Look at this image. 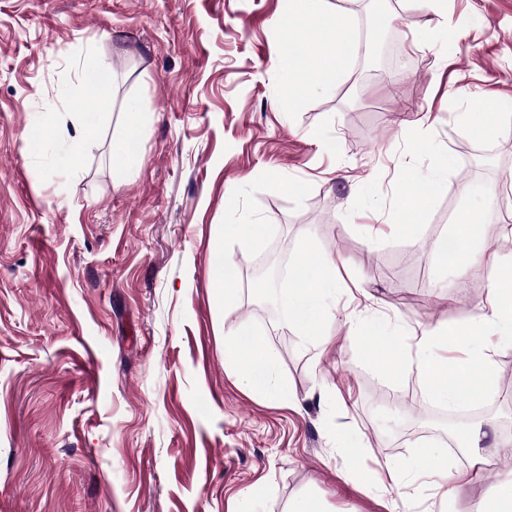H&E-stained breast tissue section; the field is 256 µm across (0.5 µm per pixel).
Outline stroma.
<instances>
[{
	"label": "stroma",
	"instance_id": "obj_1",
	"mask_svg": "<svg viewBox=\"0 0 512 512\" xmlns=\"http://www.w3.org/2000/svg\"><path fill=\"white\" fill-rule=\"evenodd\" d=\"M447 2L453 40L427 6L383 0V65L350 59L290 111L288 0H0V512H289L304 497L318 512H469L512 477L498 459L512 395L453 428L417 420L415 375L385 374L360 343L385 315L416 330L469 318L512 264L486 253L456 289L432 243L463 207L503 231L496 197L512 190V115L482 139L459 122L473 101L512 103V0ZM91 53L113 101L80 142L70 101ZM131 104L141 165L126 173L110 155ZM468 147L489 167L469 170ZM416 182L413 217L399 191ZM219 224L262 227L258 245L223 247L228 306L211 287ZM277 251L334 260L327 343L289 323L287 285L253 276ZM245 322L285 395L251 391L225 360ZM478 423L495 426L494 476L449 500L375 483L433 451L468 470L448 447Z\"/></svg>",
	"mask_w": 512,
	"mask_h": 512
}]
</instances>
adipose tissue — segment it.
<instances>
[{"instance_id": "adipose-tissue-1", "label": "adipose tissue", "mask_w": 512, "mask_h": 512, "mask_svg": "<svg viewBox=\"0 0 512 512\" xmlns=\"http://www.w3.org/2000/svg\"><path fill=\"white\" fill-rule=\"evenodd\" d=\"M313 2L289 0L290 6L302 8V25L289 36L284 49L288 82L283 104L291 109L303 103L311 88L335 86L342 75L343 62L356 47L347 21L327 19L313 9ZM89 101L97 110L110 109L111 83L87 81L82 98L71 102L83 140L92 139L96 133L92 117L84 112ZM450 233L459 255L455 268L462 276L481 257V227L475 213L467 208L458 210ZM299 270L296 284L288 290L289 320L302 336L320 343L333 315L329 297L336 289L335 267L326 261L313 269L303 263ZM413 339L414 349L408 353L399 349L394 335L379 329L363 336L362 343L375 350V364L380 370L397 377L414 374L427 397L436 404L451 407L467 398L481 401L492 397L498 379L496 351L500 346L512 345V270L493 278L489 300L478 305L470 318L416 332ZM461 343L467 346L468 353L460 360L451 362L436 353L437 347ZM264 349L263 334H250L239 326L233 337L225 341L224 357L247 386L267 394L277 393L281 387L272 381L275 366Z\"/></svg>"}]
</instances>
